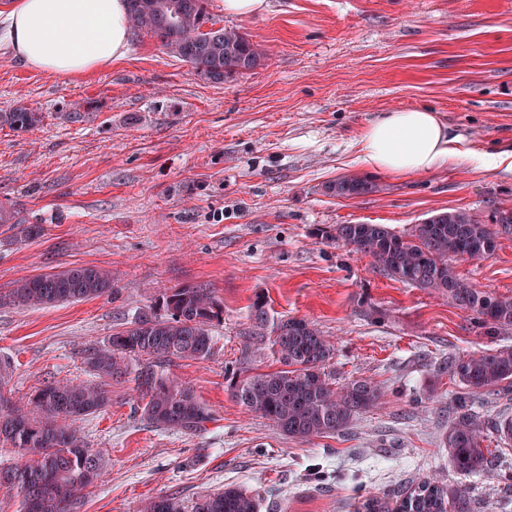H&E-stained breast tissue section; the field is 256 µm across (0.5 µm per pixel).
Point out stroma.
I'll use <instances>...</instances> for the list:
<instances>
[{
	"instance_id": "35a3bbf8",
	"label": "stroma",
	"mask_w": 512,
	"mask_h": 512,
	"mask_svg": "<svg viewBox=\"0 0 512 512\" xmlns=\"http://www.w3.org/2000/svg\"><path fill=\"white\" fill-rule=\"evenodd\" d=\"M209 14L237 26L268 56L221 83L196 76L146 33L103 73L61 80L0 48V112L24 106L34 128L0 126V201L26 239L0 224V293L18 279L78 265L109 271L115 294L32 309L0 304V392L85 378L102 344L184 285L213 288L224 321L206 360L171 363L210 410L204 431L152 427L130 382L80 422L102 456L78 512H138L145 500L184 502L232 485L260 512H356L370 496L395 503L419 482L468 487L474 512H512L492 476L464 477L442 440L463 395L451 359L512 346V329H478L447 295L380 272L336 241L339 224H383L405 236L440 213L488 217L512 206V0H267L265 12ZM428 107L459 155L424 175L367 172L359 139L379 113ZM369 174L376 189L339 197L327 187ZM474 288L512 296V236L457 264ZM271 320L304 318L335 346L337 384L366 379L381 403L335 436L284 435L231 394L233 371L280 363L251 337L250 305Z\"/></svg>"
}]
</instances>
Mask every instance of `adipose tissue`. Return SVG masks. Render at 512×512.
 <instances>
[{
	"label": "adipose tissue",
	"instance_id": "1",
	"mask_svg": "<svg viewBox=\"0 0 512 512\" xmlns=\"http://www.w3.org/2000/svg\"><path fill=\"white\" fill-rule=\"evenodd\" d=\"M128 0H16L0 40L29 68L78 77L122 60L129 51ZM438 112L391 110L363 131L360 159L371 169L420 175L455 155Z\"/></svg>",
	"mask_w": 512,
	"mask_h": 512
}]
</instances>
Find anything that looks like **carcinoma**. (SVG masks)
Segmentation results:
<instances>
[{
    "mask_svg": "<svg viewBox=\"0 0 512 512\" xmlns=\"http://www.w3.org/2000/svg\"><path fill=\"white\" fill-rule=\"evenodd\" d=\"M129 27L157 38L190 64L195 75L214 83L253 71L265 53L238 27L217 26L206 0H128ZM41 114L28 108L0 113V125L27 130ZM372 189L364 175H346L327 186L340 197ZM502 224L512 234V207L492 205L485 221L466 211L442 212L415 225L407 236L384 224H338L336 239L369 255L384 274L405 284L448 294L471 312L479 328L512 327V297L479 291L457 271L455 262L484 258L497 247ZM114 288L110 275L96 266H74L19 280L8 294L13 305L46 308L99 297ZM253 334L273 336L281 368L231 378L233 397L297 439L331 437L354 418L377 406L381 388L367 380L336 386L327 371L334 347L308 320L289 318L269 325L266 302L251 306ZM224 322V303L204 285L172 288L161 296L159 311L143 313L88 349L84 366L92 378H63L35 389L25 402L0 393V447L18 462L0 467V486L19 497L18 512H77L84 492L101 470V459L74 424L104 408L112 381L133 383L144 402L146 420L160 430L197 433L212 421L209 409L189 383L172 377L174 359H207L214 345L211 327ZM448 372L480 398L512 384V348L503 346L448 361ZM483 428L464 407L448 428L443 444L454 470L463 476L495 475V455L482 446ZM473 512L469 491L430 480L400 500L399 512ZM140 512H259V500L237 487L206 493L186 505L166 495L151 499Z\"/></svg>",
    "mask_w": 512,
    "mask_h": 512,
    "instance_id": "carcinoma-1",
    "label": "carcinoma"
}]
</instances>
